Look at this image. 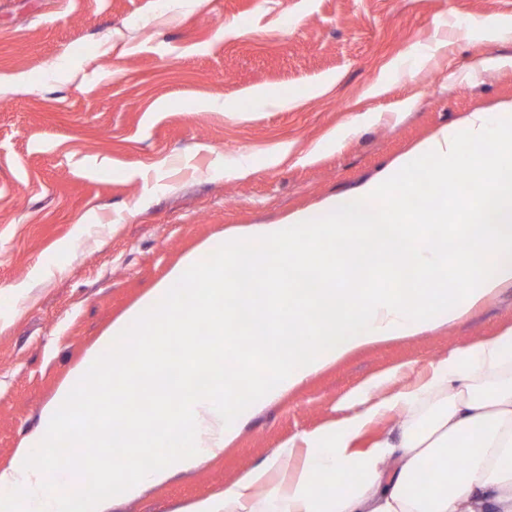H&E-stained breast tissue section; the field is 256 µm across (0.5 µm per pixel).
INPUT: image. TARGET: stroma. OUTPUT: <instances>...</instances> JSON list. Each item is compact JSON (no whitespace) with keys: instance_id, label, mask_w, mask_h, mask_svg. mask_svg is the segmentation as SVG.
<instances>
[{"instance_id":"stroma-1","label":"stroma","mask_w":512,"mask_h":512,"mask_svg":"<svg viewBox=\"0 0 512 512\" xmlns=\"http://www.w3.org/2000/svg\"><path fill=\"white\" fill-rule=\"evenodd\" d=\"M488 16L512 22V0H0V468L187 253L318 211L437 129L511 102L512 39L472 26ZM509 326L505 288L460 321L357 350L113 512H180L350 417L368 383L391 395Z\"/></svg>"}]
</instances>
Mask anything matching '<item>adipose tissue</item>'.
Segmentation results:
<instances>
[{
  "label": "adipose tissue",
  "mask_w": 512,
  "mask_h": 512,
  "mask_svg": "<svg viewBox=\"0 0 512 512\" xmlns=\"http://www.w3.org/2000/svg\"><path fill=\"white\" fill-rule=\"evenodd\" d=\"M359 404L186 512H512V327ZM389 417L391 429L358 447Z\"/></svg>",
  "instance_id": "1"
}]
</instances>
